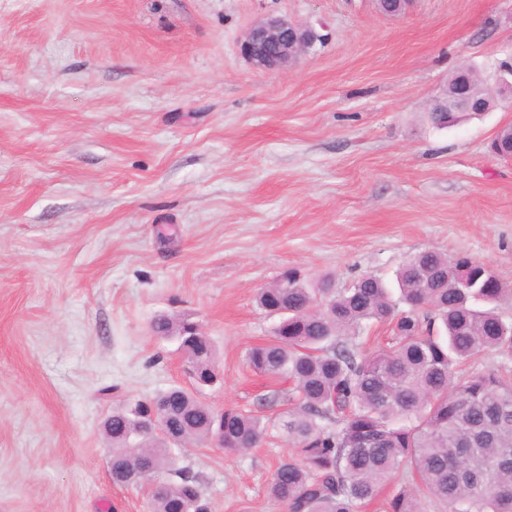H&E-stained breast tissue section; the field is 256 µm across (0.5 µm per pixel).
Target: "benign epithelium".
I'll list each match as a JSON object with an SVG mask.
<instances>
[{"label":"benign epithelium","mask_w":512,"mask_h":512,"mask_svg":"<svg viewBox=\"0 0 512 512\" xmlns=\"http://www.w3.org/2000/svg\"><path fill=\"white\" fill-rule=\"evenodd\" d=\"M313 40L311 31L285 18H268L248 29L240 43V52L256 69L273 71L294 64ZM475 78L472 67L458 69L452 91H441L432 99L429 110L483 114L491 111L505 93L512 94V63L509 61L499 64L491 96L473 94Z\"/></svg>","instance_id":"1"}]
</instances>
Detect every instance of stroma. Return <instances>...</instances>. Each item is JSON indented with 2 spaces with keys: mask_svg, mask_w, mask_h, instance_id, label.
<instances>
[{
  "mask_svg": "<svg viewBox=\"0 0 512 512\" xmlns=\"http://www.w3.org/2000/svg\"><path fill=\"white\" fill-rule=\"evenodd\" d=\"M279 16L317 39L264 73L239 42ZM510 56L512 0H0V512H146L102 421L188 385L160 313L213 341L204 402L271 416L289 384L245 353L288 269L391 283L434 250L512 285V160L490 151L512 101L445 129L426 108ZM289 451L178 464L214 512H283L267 486Z\"/></svg>",
  "mask_w": 512,
  "mask_h": 512,
  "instance_id": "35a3bbf8",
  "label": "stroma"
}]
</instances>
